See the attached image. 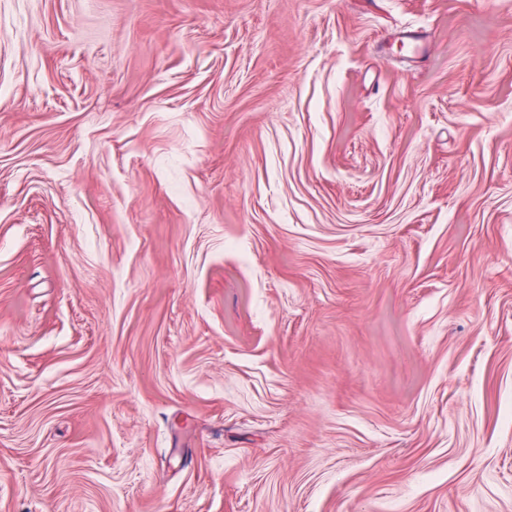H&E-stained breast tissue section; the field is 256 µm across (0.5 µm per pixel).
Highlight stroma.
I'll return each mask as SVG.
<instances>
[{"instance_id":"1","label":"stroma","mask_w":512,"mask_h":512,"mask_svg":"<svg viewBox=\"0 0 512 512\" xmlns=\"http://www.w3.org/2000/svg\"><path fill=\"white\" fill-rule=\"evenodd\" d=\"M0 512H512V0H0Z\"/></svg>"}]
</instances>
